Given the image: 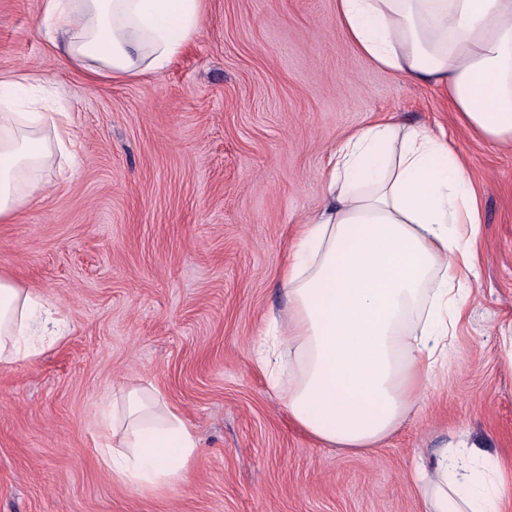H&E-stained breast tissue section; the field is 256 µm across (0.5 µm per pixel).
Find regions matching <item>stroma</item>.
Listing matches in <instances>:
<instances>
[{
  "label": "stroma",
  "instance_id": "35a3bbf8",
  "mask_svg": "<svg viewBox=\"0 0 512 512\" xmlns=\"http://www.w3.org/2000/svg\"><path fill=\"white\" fill-rule=\"evenodd\" d=\"M43 0H0V75L47 78L81 140L9 222L0 275L69 332L0 365V512H427L411 480L447 444L512 461V148L471 134L441 91L377 68L336 0H204L157 75L87 79L47 43ZM388 116L442 127L481 194L471 315L415 414L379 447L303 432L252 361L295 226L321 206L329 151ZM158 387L191 426L186 483L145 494L95 452L121 386Z\"/></svg>",
  "mask_w": 512,
  "mask_h": 512
}]
</instances>
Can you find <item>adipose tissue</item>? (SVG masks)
<instances>
[{
    "label": "adipose tissue",
    "mask_w": 512,
    "mask_h": 512,
    "mask_svg": "<svg viewBox=\"0 0 512 512\" xmlns=\"http://www.w3.org/2000/svg\"><path fill=\"white\" fill-rule=\"evenodd\" d=\"M202 0H43L49 45L90 78L163 71L200 30ZM336 18L376 67L438 86L464 124L512 147V0H336ZM43 80L0 78V221L56 154L76 157L68 113L23 112ZM327 197L301 224L254 362L293 422L344 452L378 447L419 406L468 314L464 273L477 259L464 229L482 204L443 131L387 120L334 147ZM66 319L0 275V364L34 361ZM98 450L113 480L143 492L185 483L197 454L186 420L152 386L127 387L101 420ZM412 481L429 512H507L512 467L442 447Z\"/></svg>",
    "instance_id": "ef3b65f1"
}]
</instances>
